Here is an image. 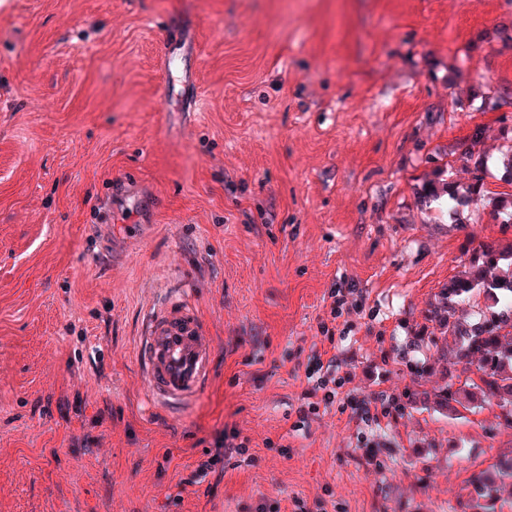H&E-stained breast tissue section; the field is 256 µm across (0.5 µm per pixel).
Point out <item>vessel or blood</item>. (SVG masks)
<instances>
[{
	"instance_id": "b4317fda",
	"label": "vessel or blood",
	"mask_w": 512,
	"mask_h": 512,
	"mask_svg": "<svg viewBox=\"0 0 512 512\" xmlns=\"http://www.w3.org/2000/svg\"><path fill=\"white\" fill-rule=\"evenodd\" d=\"M212 357L204 322L180 301L152 313L137 348L148 397L182 408L189 407L208 382Z\"/></svg>"
}]
</instances>
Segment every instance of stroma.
Listing matches in <instances>:
<instances>
[{
  "label": "stroma",
  "mask_w": 512,
  "mask_h": 512,
  "mask_svg": "<svg viewBox=\"0 0 512 512\" xmlns=\"http://www.w3.org/2000/svg\"><path fill=\"white\" fill-rule=\"evenodd\" d=\"M510 26L512 0H0V512H473L512 425L441 407L431 311L512 230L427 186L480 126L485 190L512 192V105L483 103L512 92ZM173 27L202 66L164 87ZM178 292L214 373L174 419L136 350ZM330 348L345 392L403 410L295 430Z\"/></svg>",
  "instance_id": "1"
}]
</instances>
